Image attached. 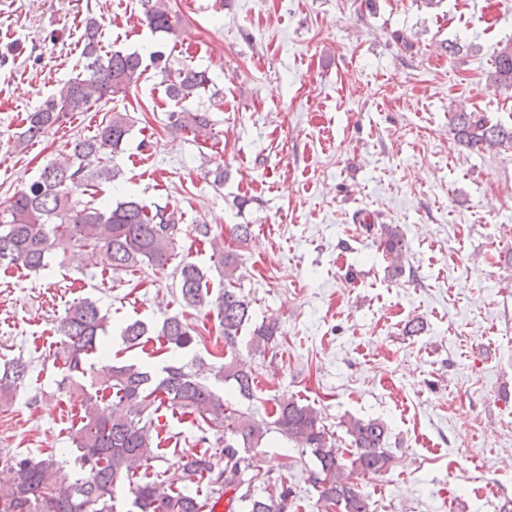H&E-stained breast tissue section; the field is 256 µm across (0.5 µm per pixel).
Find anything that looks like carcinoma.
I'll use <instances>...</instances> for the list:
<instances>
[{"label":"carcinoma","instance_id":"obj_1","mask_svg":"<svg viewBox=\"0 0 512 512\" xmlns=\"http://www.w3.org/2000/svg\"><path fill=\"white\" fill-rule=\"evenodd\" d=\"M145 25L154 33L173 35L177 20L165 0H139ZM100 24L94 17L86 21L81 57L88 77L69 80L26 118V130L17 141L23 146L61 126L69 115L90 102L109 101L124 96L146 72L143 55L137 51L103 50ZM160 72L167 83L166 95L175 102L171 126L191 131L208 139L212 124L207 112L193 109L191 102L209 84L205 73L188 67ZM488 85L512 88V47H503L487 72ZM449 125L454 138L478 150H512V128L492 122L485 114L459 107L450 112ZM134 126L127 111H112L101 121L96 133L75 139L67 152L49 162L27 188L17 191L9 213L0 216V266L38 271L47 266L53 253L78 246L97 253L102 267L114 272L132 268H164L178 246L181 217L174 209L157 206L151 210L133 197L116 204L83 200L90 190L112 183L120 175L114 156ZM195 233L208 240L224 267V289L215 299L224 346L235 349L243 329L250 324L251 301L236 287L237 257L226 253L218 236L207 224L195 225ZM380 245L396 262L402 255L403 238L398 227L380 225ZM206 273L197 264L185 261L179 268V297L189 308L208 304ZM108 316L94 300L82 298L66 310L57 325L62 336L55 358L71 383L87 372V356L100 349ZM149 330L139 321L122 328L128 349L139 348ZM279 327L261 323L250 329L249 343L260 353L276 343ZM157 338L167 348H187L196 337L179 316L161 324ZM30 363L13 359L0 369V408L14 401L24 386ZM101 388L84 392L81 400V425L72 433L78 455L75 462L81 474L67 480L56 455L35 457L14 454L0 467V512H117L115 493L119 486L132 483L137 470L159 458L152 420L145 418L153 407L168 403L181 414L193 417L201 432L224 424V398L198 379V372L186 366L171 365L159 377L149 367L138 364H108L102 367ZM215 376L233 382L238 394L254 396L255 376L251 368L236 357L216 366ZM350 447L343 449L335 434L324 424L322 414L310 404L296 400L276 405L273 426L288 441L310 455L317 470L310 476L317 491V512H370L367 496L350 482L356 474L381 475L388 471L391 453L386 448L387 424L379 419L354 416L340 420ZM267 426L243 413L224 428V466L213 461L208 451L187 458L183 472L205 478L229 494L226 512H290L293 491L267 478L261 492L251 489L258 475L244 479L254 468L251 449L258 447ZM133 506L138 512H213V498L191 495L174 484L137 483Z\"/></svg>","mask_w":512,"mask_h":512}]
</instances>
